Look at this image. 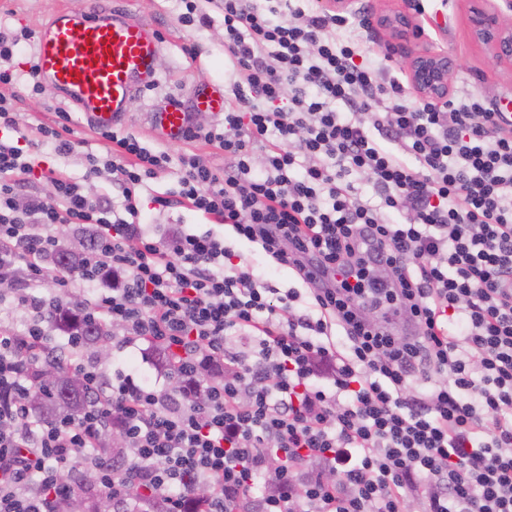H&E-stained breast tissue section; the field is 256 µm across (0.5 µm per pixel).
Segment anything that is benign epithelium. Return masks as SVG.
Returning a JSON list of instances; mask_svg holds the SVG:
<instances>
[{"mask_svg": "<svg viewBox=\"0 0 512 512\" xmlns=\"http://www.w3.org/2000/svg\"><path fill=\"white\" fill-rule=\"evenodd\" d=\"M502 2L500 6L491 0H467V19L473 39L487 49L491 59L512 66V24L504 22L505 12H512V0ZM362 22L383 32L387 45L400 53L419 98L437 103L448 100L454 63L444 51L414 44L419 32L409 14L391 10L378 16L364 15Z\"/></svg>", "mask_w": 512, "mask_h": 512, "instance_id": "benign-epithelium-1", "label": "benign epithelium"}]
</instances>
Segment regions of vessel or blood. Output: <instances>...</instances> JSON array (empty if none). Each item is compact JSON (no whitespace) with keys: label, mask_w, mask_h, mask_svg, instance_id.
Instances as JSON below:
<instances>
[{"label":"vessel or blood","mask_w":512,"mask_h":512,"mask_svg":"<svg viewBox=\"0 0 512 512\" xmlns=\"http://www.w3.org/2000/svg\"><path fill=\"white\" fill-rule=\"evenodd\" d=\"M163 40L151 24L123 9H101L94 0L79 8H60L38 32L35 57L39 80L73 106L87 125L110 129L126 124L135 94L155 87L156 61ZM225 95L220 85L201 83L187 102L172 101L147 113L146 122L161 138L183 141L192 110L219 116Z\"/></svg>","instance_id":"1"}]
</instances>
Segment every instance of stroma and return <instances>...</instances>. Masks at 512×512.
Masks as SVG:
<instances>
[{"mask_svg": "<svg viewBox=\"0 0 512 512\" xmlns=\"http://www.w3.org/2000/svg\"><path fill=\"white\" fill-rule=\"evenodd\" d=\"M86 0H0V29H28L38 32L52 12L62 6L78 7ZM100 7L114 6L126 9L134 18L154 24L164 40V50L157 60L161 74L158 87L141 92L131 102V116L122 130L138 136L153 151H163L169 161L154 178L146 180L138 197L143 224L160 235L177 229L193 232L213 231L225 235L226 230L218 220L206 217L187 208H165L158 196L176 189L180 176L181 159L186 155L197 156L216 171L224 169V153L217 146L201 141L171 143L151 131L145 121L146 112L165 105L171 100H186L189 88L197 83L230 85L235 79L232 60L224 54V13L217 0H197L210 24L204 28L183 25L179 16L183 11L181 0H97ZM424 13H417L413 21L422 33L420 43L448 53L455 62L451 77L452 87H459L481 96L487 103L507 106L512 103V70L494 65L487 51L474 42L470 35L465 0H423ZM35 51L34 41L20 45L11 62L14 79L1 85L0 93L12 96L18 121L20 145L32 151L43 168H51L62 177L82 186L84 193L94 198L108 200L112 206L121 207L122 197L112 187L111 176L90 173L85 154L105 156L106 148L94 129L82 121L78 114H71L69 121H62L66 111L53 91L32 93L26 74L27 62ZM61 129L64 139L75 145L73 153L60 155L37 145L39 126ZM110 355L103 361L106 372L116 369L132 371L147 382H155L164 370L157 364V351L148 344L120 347L115 340L104 342Z\"/></svg>", "mask_w": 512, "mask_h": 512, "instance_id": "obj_1", "label": "stroma"}]
</instances>
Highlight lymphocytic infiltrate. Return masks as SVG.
Instances as JSON below:
<instances>
[{"mask_svg":"<svg viewBox=\"0 0 512 512\" xmlns=\"http://www.w3.org/2000/svg\"><path fill=\"white\" fill-rule=\"evenodd\" d=\"M220 7L234 99L223 127L187 138L218 144L224 170L184 157L160 203L216 217L296 284L265 286L211 232L143 230L138 190L168 156L130 134L102 131L119 154L85 156L121 209L52 169V196L20 195L34 159L0 93V280L22 278L13 300L31 314L0 331V512H59L78 464L129 512H512V115L468 91L411 99L349 17ZM80 225L93 248L49 272L58 228ZM48 281L83 304L41 295ZM375 310L404 316L402 332ZM83 314L120 328L121 346L169 353L173 386L76 362L96 400L36 417L31 361L57 331L79 350ZM205 366L223 380L204 382ZM113 430L121 467L104 461Z\"/></svg>","mask_w":512,"mask_h":512,"instance_id":"1","label":"lymphocytic infiltrate"}]
</instances>
